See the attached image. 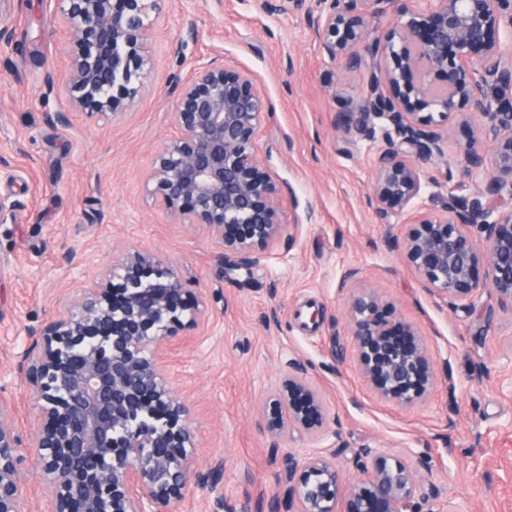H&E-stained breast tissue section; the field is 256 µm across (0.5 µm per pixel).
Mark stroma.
Returning <instances> with one entry per match:
<instances>
[{
  "instance_id": "obj_1",
  "label": "stroma",
  "mask_w": 512,
  "mask_h": 512,
  "mask_svg": "<svg viewBox=\"0 0 512 512\" xmlns=\"http://www.w3.org/2000/svg\"><path fill=\"white\" fill-rule=\"evenodd\" d=\"M53 0H0V395L24 457L28 512H51L47 477L29 443L38 409L19 370L32 332L77 302L85 275L129 250L175 267L203 321L165 342L167 385L191 410L197 468L215 473L172 512H293L278 482L287 454L335 448L342 482L358 478L354 452L381 448L438 486L436 512H512V312L485 290L473 313L430 294L396 245L407 215L379 224L369 205L375 144L346 139L362 103V71L339 77L319 51L303 10L284 0H174L159 20L156 78L125 113L70 112L54 88L67 33ZM197 39L186 40L188 22ZM221 60L251 72L270 110L257 157L281 188L288 237L252 266L223 272L207 226L181 223L146 191L155 151L177 133L172 83ZM66 112V123L55 122ZM375 290L390 320L415 327L435 383L415 404L378 398L363 378L349 333L347 298ZM320 319H312L314 310ZM300 359L338 434L288 421L281 369Z\"/></svg>"
}]
</instances>
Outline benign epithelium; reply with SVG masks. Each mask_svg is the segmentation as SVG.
<instances>
[{
  "instance_id": "benign-epithelium-1",
  "label": "benign epithelium",
  "mask_w": 512,
  "mask_h": 512,
  "mask_svg": "<svg viewBox=\"0 0 512 512\" xmlns=\"http://www.w3.org/2000/svg\"><path fill=\"white\" fill-rule=\"evenodd\" d=\"M73 48L60 87L73 107L102 116L129 109L153 78L151 33L172 0H54ZM388 0H311L306 21L340 73H366L363 104L345 127L377 143L369 203L378 223L413 214L419 228L396 239L424 288L471 312L486 288L512 309V53L496 34L512 31V0H414L383 39L373 22ZM178 135L154 153L145 187L184 224H204L224 248V269L256 263L286 232L277 220L279 185L260 167L255 138L266 112L251 73L197 64L175 88ZM497 143L487 162L471 141L454 160L464 181L433 211L420 199L430 165L448 162L443 144L460 103ZM172 267L133 253L112 260L104 281L84 286L75 305L49 320L23 356L40 407L33 447L49 476L52 512H170L190 483L197 453L189 408L163 382L156 352L178 327L204 316L185 302ZM187 315V321L181 316ZM347 314L363 376L377 396L414 404L434 370L409 326L382 315L376 291L350 295ZM292 413L305 429L323 426L317 389L297 359L285 370ZM21 441L0 399V512H25L18 480ZM361 478L344 485L336 451L288 455L279 481L296 512H432L439 487L418 495L414 472L378 448H359ZM342 503V510L336 504Z\"/></svg>"
}]
</instances>
